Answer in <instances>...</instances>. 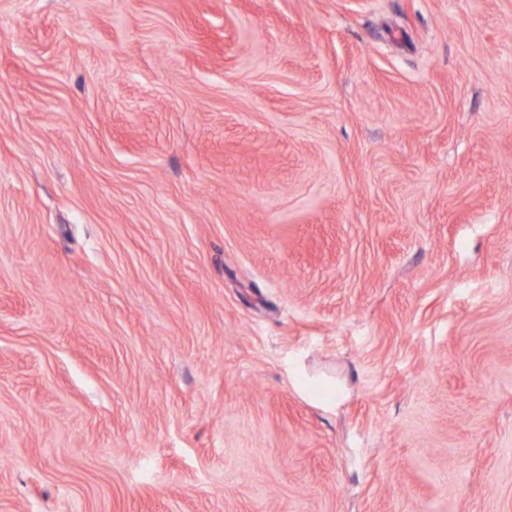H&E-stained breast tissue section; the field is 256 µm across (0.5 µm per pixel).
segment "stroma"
Listing matches in <instances>:
<instances>
[{
    "mask_svg": "<svg viewBox=\"0 0 512 512\" xmlns=\"http://www.w3.org/2000/svg\"><path fill=\"white\" fill-rule=\"evenodd\" d=\"M0 512H512V0H0ZM293 379L296 386L307 397L318 401L322 406L328 409H336L345 399V383L316 386L310 382L313 380L308 377L303 366H296L293 371Z\"/></svg>",
    "mask_w": 512,
    "mask_h": 512,
    "instance_id": "35a3bbf8",
    "label": "stroma"
}]
</instances>
